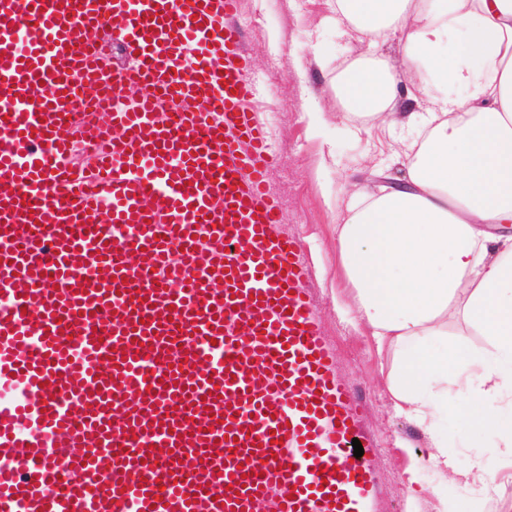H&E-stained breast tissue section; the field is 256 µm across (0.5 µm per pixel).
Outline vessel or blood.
I'll return each instance as SVG.
<instances>
[{"label":"vessel or blood","instance_id":"b4317fda","mask_svg":"<svg viewBox=\"0 0 512 512\" xmlns=\"http://www.w3.org/2000/svg\"><path fill=\"white\" fill-rule=\"evenodd\" d=\"M237 3L0 0V512L373 498L363 407L273 234Z\"/></svg>","mask_w":512,"mask_h":512}]
</instances>
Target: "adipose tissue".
<instances>
[{
    "label": "adipose tissue",
    "instance_id": "obj_1",
    "mask_svg": "<svg viewBox=\"0 0 512 512\" xmlns=\"http://www.w3.org/2000/svg\"><path fill=\"white\" fill-rule=\"evenodd\" d=\"M336 11L371 45L407 31V65L424 71L434 104L405 115L425 137L403 188L359 195L338 229L355 309L392 350L389 390L430 432L432 463L450 467L449 442L477 432L512 454V234L503 230L512 223V0H336ZM396 84L388 70L358 64L339 73L336 93L372 119L397 108ZM451 112L460 120L448 122ZM450 319L478 329L484 347L444 339ZM452 410L459 431L434 433Z\"/></svg>",
    "mask_w": 512,
    "mask_h": 512
}]
</instances>
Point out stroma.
Returning <instances> with one entry per match:
<instances>
[{"instance_id": "1", "label": "stroma", "mask_w": 512, "mask_h": 512, "mask_svg": "<svg viewBox=\"0 0 512 512\" xmlns=\"http://www.w3.org/2000/svg\"><path fill=\"white\" fill-rule=\"evenodd\" d=\"M235 22L260 85L253 109L275 155L266 188L282 212L276 232L301 243L304 285L333 348V370L364 406L360 430L375 487L369 512H442L447 500L462 512H512V457L491 461L493 500L481 485L456 479L484 454L486 437L455 445L451 472L429 464L430 436L396 409L387 384L392 354L352 311L340 269L336 226L348 216L350 186L386 194L384 179L405 178L419 130L351 116L336 96V76L356 59L376 60L398 74L404 111L432 110L423 77L405 68L406 33L368 45L353 25L337 23L336 0H241Z\"/></svg>"}]
</instances>
